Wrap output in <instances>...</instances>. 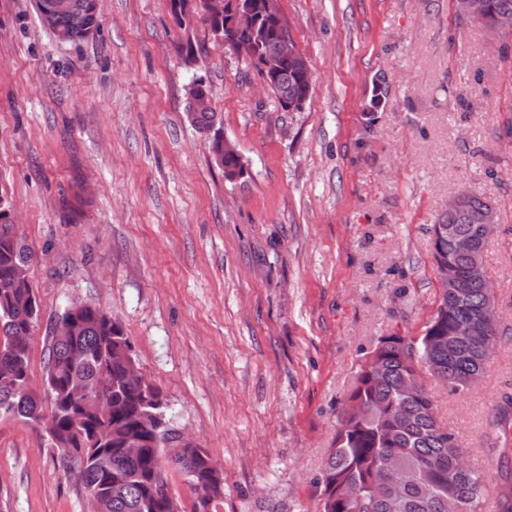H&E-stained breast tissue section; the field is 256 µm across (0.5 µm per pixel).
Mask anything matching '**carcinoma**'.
Listing matches in <instances>:
<instances>
[{"label": "carcinoma", "mask_w": 512, "mask_h": 512, "mask_svg": "<svg viewBox=\"0 0 512 512\" xmlns=\"http://www.w3.org/2000/svg\"><path fill=\"white\" fill-rule=\"evenodd\" d=\"M484 22L512 17V0H482ZM72 9L86 15L89 28L71 25L67 14H58L48 30L64 35L66 44L90 37L100 28L97 0H70ZM308 91L296 65L281 75L276 95L302 98ZM187 117L201 133H214L212 158L218 167H235L237 161L217 157L221 137L218 114L187 103ZM490 201L470 193L461 210L442 211L431 227L434 261L449 265L463 279L461 293L442 292L435 313L417 339L397 334L382 336L360 365L346 408L339 416L335 447L330 449L317 484L321 512H448L454 501L459 512H481L486 491L483 474L467 466L455 436L437 419L433 398L424 386L408 391L407 381L429 374L455 392L475 385L493 353L487 345L496 336L495 300L492 293L470 282L473 255L457 247L470 238L477 254L487 243L481 224ZM34 252L17 235L15 224L0 211V366L14 378H0V414L36 424L49 415L57 426L51 447L59 464L76 470L87 488L105 498L104 512H166L161 487L169 486L166 469L182 473L193 490L204 483L203 463L196 459L172 463L166 444L144 449L137 456L124 452L125 439L151 423L148 440L159 428L147 401L151 385L127 383L112 393V407L92 416L79 408L89 398L102 373L121 380L131 355L122 325L88 304L66 308L57 322L66 336H51L44 366L43 392L29 385V336L39 311L33 307L29 267ZM461 324L482 330L479 336H458ZM109 460L112 479L95 467L94 455ZM498 512H512V473L501 475L497 488Z\"/></svg>", "instance_id": "carcinoma-1"}]
</instances>
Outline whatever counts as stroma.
I'll return each mask as SVG.
<instances>
[{
    "label": "stroma",
    "instance_id": "1",
    "mask_svg": "<svg viewBox=\"0 0 512 512\" xmlns=\"http://www.w3.org/2000/svg\"><path fill=\"white\" fill-rule=\"evenodd\" d=\"M280 7L314 73L294 112L207 25L181 26L174 0H98L101 27L77 45L35 0H0V195L36 255L41 309L30 383L64 308L98 307L169 428L222 469L212 512H319L356 372L379 337L424 332L439 300L430 227L467 188L497 209L495 353L469 390L426 387L495 512L512 471L497 428L512 396V62L455 0ZM199 77L242 156L236 180L186 116ZM91 510L44 430L0 416V512Z\"/></svg>",
    "mask_w": 512,
    "mask_h": 512
}]
</instances>
